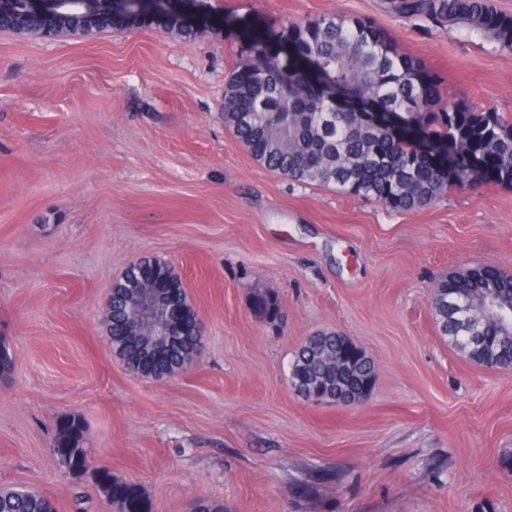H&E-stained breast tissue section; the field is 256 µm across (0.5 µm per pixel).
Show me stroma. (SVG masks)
Wrapping results in <instances>:
<instances>
[{
	"mask_svg": "<svg viewBox=\"0 0 512 512\" xmlns=\"http://www.w3.org/2000/svg\"><path fill=\"white\" fill-rule=\"evenodd\" d=\"M190 39L154 28L53 39L0 31V487L58 512H116L53 451L80 417L93 466L152 512H512V369L441 335L436 283L512 275V188L451 189L413 211L298 183L224 125L245 25L374 21L449 99L512 113V51L387 0H197ZM166 262L204 352L154 379L113 352L106 297L135 259ZM275 296L278 320L256 308ZM372 359L371 397L312 403L290 381L308 336Z\"/></svg>",
	"mask_w": 512,
	"mask_h": 512,
	"instance_id": "obj_1",
	"label": "stroma"
}]
</instances>
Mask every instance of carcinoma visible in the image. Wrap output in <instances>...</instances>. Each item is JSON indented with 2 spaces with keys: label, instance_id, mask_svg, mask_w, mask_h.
<instances>
[{
  "label": "carcinoma",
  "instance_id": "cac0c4a2",
  "mask_svg": "<svg viewBox=\"0 0 512 512\" xmlns=\"http://www.w3.org/2000/svg\"><path fill=\"white\" fill-rule=\"evenodd\" d=\"M408 17L424 16L440 25L465 24L512 49V15L491 0H390ZM137 25L132 19H97L28 15L23 33L56 37L62 33L94 37L112 28ZM147 26L182 38L196 31L173 16L152 17ZM249 59L236 65L224 83V124L253 159L266 169L300 183H315L396 211L425 207L453 187L481 184L512 186V116L479 109L466 99L447 102L440 80L414 58L399 51L382 29L362 19L321 16L294 22L276 32L257 25L247 30ZM349 97L371 112H395L401 131L366 128L346 114ZM454 277L435 286L432 308L442 335L474 363L512 368V351L495 363L470 354L469 332L454 302L477 305L489 283L475 272L461 294ZM134 289L114 283L107 310L110 344L128 367L139 364L140 346L155 333L150 324L126 327ZM202 352V337L190 331L170 355V370ZM352 387L374 377L373 362L358 361L343 370L336 363V333L318 332L297 348L291 380L299 394L323 386L336 396V375ZM54 453L73 477L90 475L106 501L118 512H152L135 483L115 478L107 468L86 464L83 422L68 416L57 423ZM0 512H56L43 494L26 488H1Z\"/></svg>",
  "mask_w": 512,
  "mask_h": 512
}]
</instances>
